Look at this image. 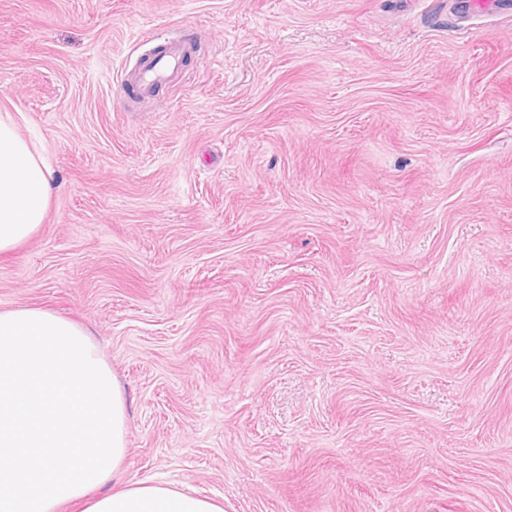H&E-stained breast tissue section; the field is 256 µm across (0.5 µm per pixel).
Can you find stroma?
Wrapping results in <instances>:
<instances>
[{
    "mask_svg": "<svg viewBox=\"0 0 512 512\" xmlns=\"http://www.w3.org/2000/svg\"><path fill=\"white\" fill-rule=\"evenodd\" d=\"M0 0L55 171L0 310L82 325L121 482L224 512H512V0ZM196 49L143 105L126 74Z\"/></svg>",
    "mask_w": 512,
    "mask_h": 512,
    "instance_id": "1",
    "label": "stroma"
}]
</instances>
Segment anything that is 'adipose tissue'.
I'll use <instances>...</instances> for the list:
<instances>
[{
    "label": "adipose tissue",
    "instance_id": "1",
    "mask_svg": "<svg viewBox=\"0 0 512 512\" xmlns=\"http://www.w3.org/2000/svg\"><path fill=\"white\" fill-rule=\"evenodd\" d=\"M54 172L0 114V255L44 223ZM129 456L127 406L110 365L81 325L41 307L0 311V512H224L168 484L103 485Z\"/></svg>",
    "mask_w": 512,
    "mask_h": 512
}]
</instances>
